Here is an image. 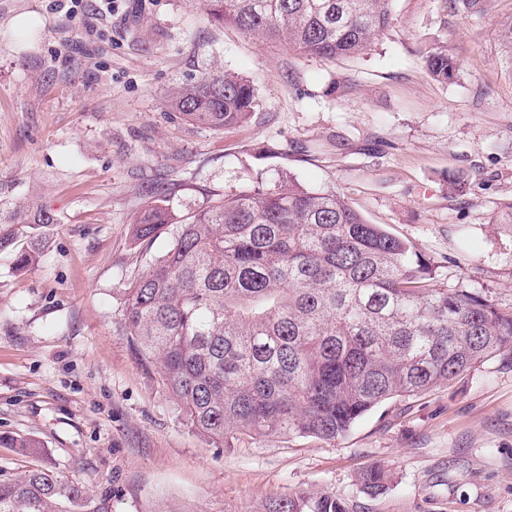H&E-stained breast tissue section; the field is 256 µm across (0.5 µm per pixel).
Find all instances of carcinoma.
I'll list each match as a JSON object with an SVG mask.
<instances>
[{
    "label": "carcinoma",
    "instance_id": "1",
    "mask_svg": "<svg viewBox=\"0 0 512 512\" xmlns=\"http://www.w3.org/2000/svg\"><path fill=\"white\" fill-rule=\"evenodd\" d=\"M392 0H204L208 18L321 59L365 51L390 22ZM468 16L485 0H451ZM427 70L453 75L446 50ZM254 89L216 72L181 87L171 107L213 130L243 124ZM15 214L0 249L15 244ZM167 238L163 253L123 289L122 331L141 366L158 372L190 428L218 448L263 437L345 436L380 404L447 384L485 359L512 355V309L485 291L434 284V264L337 193L294 183L223 198L195 212L148 205L134 243ZM41 454L32 438L0 445ZM361 491L388 490L372 464ZM88 490L49 465L0 480V512H84ZM264 512H349L298 492Z\"/></svg>",
    "mask_w": 512,
    "mask_h": 512
}]
</instances>
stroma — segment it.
<instances>
[{"label": "stroma", "instance_id": "stroma-1", "mask_svg": "<svg viewBox=\"0 0 512 512\" xmlns=\"http://www.w3.org/2000/svg\"><path fill=\"white\" fill-rule=\"evenodd\" d=\"M0 0V214L50 211L0 250V434L91 494L90 512H261L296 491L350 512H512V357L395 398L344 437L215 447L142 368L121 291L166 246L132 243L151 201L188 213L293 181L343 195L433 261L439 285L512 307V0L478 18L392 0L363 53L325 60L207 18L203 0ZM457 63L425 69L428 44ZM247 80L254 112L212 131L170 97L213 71ZM44 247L24 270L19 249ZM380 463L382 495L358 475ZM358 482L364 494L377 496L388 490L391 473L383 465L375 463L360 473Z\"/></svg>", "mask_w": 512, "mask_h": 512}]
</instances>
